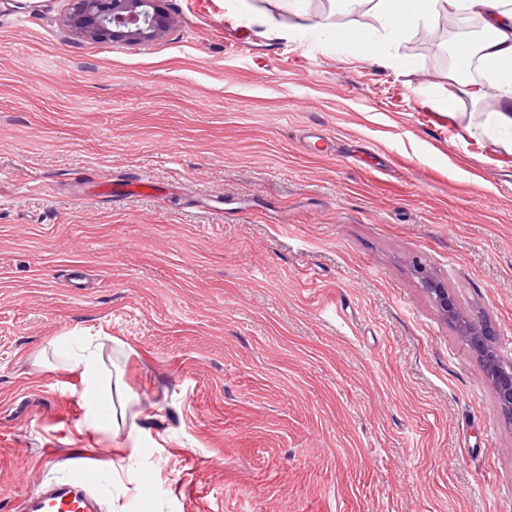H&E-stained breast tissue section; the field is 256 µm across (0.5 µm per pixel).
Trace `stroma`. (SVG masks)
Returning <instances> with one entry per match:
<instances>
[{
	"mask_svg": "<svg viewBox=\"0 0 512 512\" xmlns=\"http://www.w3.org/2000/svg\"><path fill=\"white\" fill-rule=\"evenodd\" d=\"M161 6L130 46L0 0V512L77 453L102 512H512V426L422 282L512 361V144L471 72L419 29L384 69ZM131 175L167 197L91 191ZM73 336L106 337L120 430Z\"/></svg>",
	"mask_w": 512,
	"mask_h": 512,
	"instance_id": "stroma-1",
	"label": "stroma"
}]
</instances>
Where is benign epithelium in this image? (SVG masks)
Instances as JSON below:
<instances>
[{
    "label": "benign epithelium",
    "instance_id": "7a95c632",
    "mask_svg": "<svg viewBox=\"0 0 512 512\" xmlns=\"http://www.w3.org/2000/svg\"><path fill=\"white\" fill-rule=\"evenodd\" d=\"M65 25L75 34L90 40L120 39L138 45L162 38L171 25L159 7V0H73ZM441 314L456 325L482 364L485 382L492 389L500 418L512 425V361L504 359L482 322L460 316L457 301L448 288L425 280Z\"/></svg>",
    "mask_w": 512,
    "mask_h": 512
}]
</instances>
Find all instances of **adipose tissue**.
<instances>
[{
  "label": "adipose tissue",
  "instance_id": "adipose-tissue-1",
  "mask_svg": "<svg viewBox=\"0 0 512 512\" xmlns=\"http://www.w3.org/2000/svg\"><path fill=\"white\" fill-rule=\"evenodd\" d=\"M328 10L317 15L313 24L284 25L275 15L256 8L251 0H224L226 15L237 17L264 35H285L308 42L340 45L360 59L384 66L406 67L405 59L385 54L384 46L399 42L415 29L428 28L446 16L476 17L483 35L476 45L458 44L462 62L478 59L483 87L493 89L499 106L489 113L485 133L493 142L512 138V0H329ZM367 5L378 25L372 29L342 26L335 16ZM73 359L81 371L90 397L96 402H112V380L103 369L102 347L93 341L82 342Z\"/></svg>",
  "mask_w": 512,
  "mask_h": 512
}]
</instances>
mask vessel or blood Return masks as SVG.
<instances>
[{"label": "vessel or blood", "instance_id": "vessel-or-blood-1", "mask_svg": "<svg viewBox=\"0 0 512 512\" xmlns=\"http://www.w3.org/2000/svg\"><path fill=\"white\" fill-rule=\"evenodd\" d=\"M95 471L85 457L69 458L65 480L40 483L17 501L18 512H99L91 487Z\"/></svg>", "mask_w": 512, "mask_h": 512}]
</instances>
